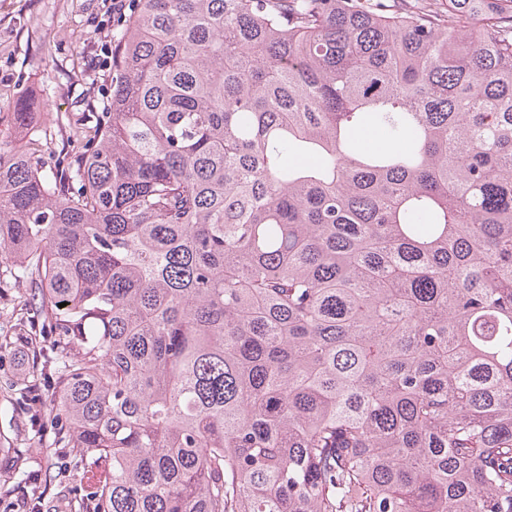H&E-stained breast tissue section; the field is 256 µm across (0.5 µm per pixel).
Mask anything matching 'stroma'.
<instances>
[{
	"label": "stroma",
	"instance_id": "obj_1",
	"mask_svg": "<svg viewBox=\"0 0 512 512\" xmlns=\"http://www.w3.org/2000/svg\"><path fill=\"white\" fill-rule=\"evenodd\" d=\"M121 22L112 0H0V142L39 140L50 164L75 153L89 114L107 109L106 48ZM22 95L36 103L23 128L10 114ZM29 292L11 263H0V333L11 330L15 304ZM17 367L16 352L0 356V512H28L36 493L53 512H69L71 493L92 491L95 474L74 470L67 454L46 455L52 432L32 425L3 389Z\"/></svg>",
	"mask_w": 512,
	"mask_h": 512
}]
</instances>
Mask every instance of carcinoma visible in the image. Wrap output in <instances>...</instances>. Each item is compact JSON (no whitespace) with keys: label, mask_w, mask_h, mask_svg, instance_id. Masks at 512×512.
Here are the masks:
<instances>
[{"label":"carcinoma","mask_w":512,"mask_h":512,"mask_svg":"<svg viewBox=\"0 0 512 512\" xmlns=\"http://www.w3.org/2000/svg\"><path fill=\"white\" fill-rule=\"evenodd\" d=\"M110 61L0 144L74 512H512V0H134Z\"/></svg>","instance_id":"cac0c4a2"}]
</instances>
